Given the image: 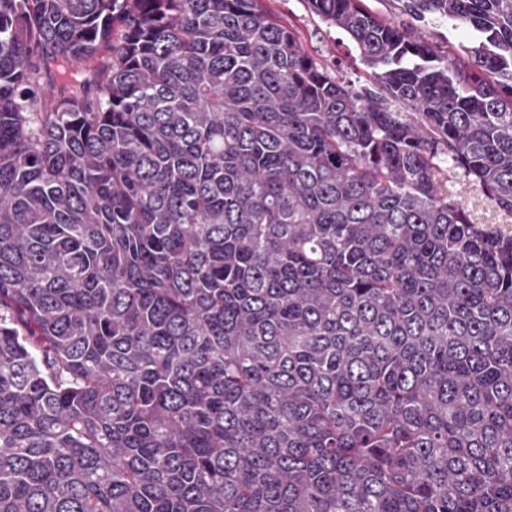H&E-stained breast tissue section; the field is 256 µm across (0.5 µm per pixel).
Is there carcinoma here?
Here are the masks:
<instances>
[{
	"mask_svg": "<svg viewBox=\"0 0 512 512\" xmlns=\"http://www.w3.org/2000/svg\"><path fill=\"white\" fill-rule=\"evenodd\" d=\"M0 0V512H512V0ZM267 9L286 20L290 19L304 36L309 52L329 66L333 73L353 81L356 85L368 83L366 67L349 37L335 28H327L311 14L304 0H263ZM418 26V32L427 34L434 42L440 45H448V50H454L459 43L468 38V30L458 25L454 28L448 26V23H440L436 26Z\"/></svg>",
	"mask_w": 512,
	"mask_h": 512,
	"instance_id": "cac0c4a2",
	"label": "carcinoma"
}]
</instances>
